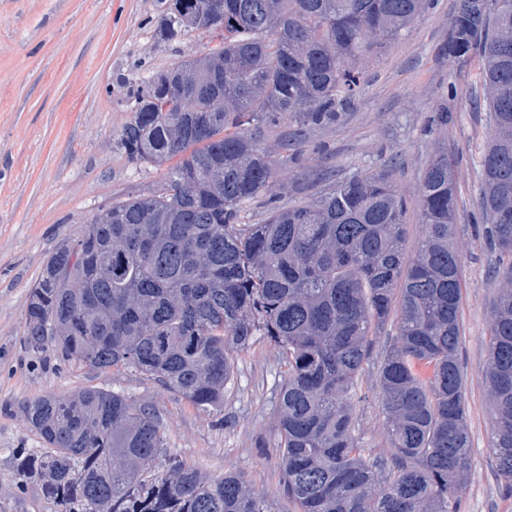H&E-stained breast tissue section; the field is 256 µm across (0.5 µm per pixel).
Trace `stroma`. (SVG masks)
I'll return each instance as SVG.
<instances>
[{"label":"stroma","mask_w":512,"mask_h":512,"mask_svg":"<svg viewBox=\"0 0 512 512\" xmlns=\"http://www.w3.org/2000/svg\"><path fill=\"white\" fill-rule=\"evenodd\" d=\"M168 0H0V506L7 512H56L35 487L21 489L12 454L42 442L23 414L43 395L95 386L145 401L159 414L173 453L209 477L232 470L266 493L274 512H295L279 468L278 394L288 365L281 350L257 337L235 355L221 410L197 408L130 369L93 371L24 346L28 293L49 253L74 240L99 209L145 193L164 168L131 161L118 145L130 95L146 71L158 72L208 46L193 32L173 40L156 32ZM459 0H434L400 38L359 59L364 84L336 125L316 128L281 149L287 154L275 193L304 200L324 174L343 179L385 171L406 203V259L422 236L419 183L430 158L444 152L457 194L454 245L463 271L459 360L467 375L466 407L473 468L463 512H512V495L492 471L490 394L479 373L499 283L482 234L480 157L488 116L473 103L480 62L459 64L448 35ZM447 111L445 126L429 127ZM396 335L388 322L373 337L354 400V434L366 455L388 457L390 441L376 363Z\"/></svg>","instance_id":"35a3bbf8"}]
</instances>
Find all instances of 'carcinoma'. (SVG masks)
Listing matches in <instances>:
<instances>
[{
    "label": "carcinoma",
    "instance_id": "1",
    "mask_svg": "<svg viewBox=\"0 0 512 512\" xmlns=\"http://www.w3.org/2000/svg\"><path fill=\"white\" fill-rule=\"evenodd\" d=\"M171 0L159 33L204 30L203 56L147 73L119 145L167 165L61 242L30 288L24 345L93 370L131 368L207 409L224 406L234 353L275 342L283 487L298 512H461L472 471L466 375L458 359L461 271L448 154L421 181L423 226L405 260V202L389 176L330 180L294 204L271 193L278 157L260 146L336 124L364 83L351 61L396 39L432 0ZM477 53L490 133L479 206L503 283L479 372L491 394L494 473L512 494V0H460L448 38ZM265 216L241 222L262 194ZM396 315L377 362L391 455L353 434V388L372 328ZM23 412L43 447L14 466L58 512H272L227 471L208 478L170 452L155 408L87 387Z\"/></svg>",
    "mask_w": 512,
    "mask_h": 512
}]
</instances>
